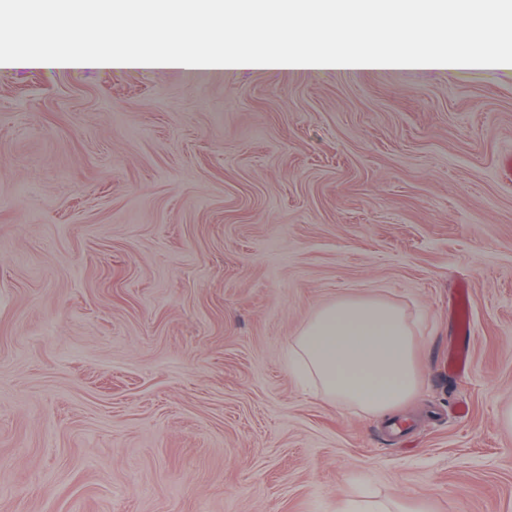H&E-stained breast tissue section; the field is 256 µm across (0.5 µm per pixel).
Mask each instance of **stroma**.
I'll use <instances>...</instances> for the list:
<instances>
[{
    "label": "stroma",
    "mask_w": 512,
    "mask_h": 512,
    "mask_svg": "<svg viewBox=\"0 0 512 512\" xmlns=\"http://www.w3.org/2000/svg\"><path fill=\"white\" fill-rule=\"evenodd\" d=\"M509 158L512 66L0 68V512H512ZM343 296L402 433L288 369ZM292 367L326 398L384 414L416 390L411 322L398 306L344 296L317 308L289 343Z\"/></svg>",
    "instance_id": "1"
}]
</instances>
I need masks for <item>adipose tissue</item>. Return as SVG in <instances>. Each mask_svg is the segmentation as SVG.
I'll use <instances>...</instances> for the list:
<instances>
[{
	"instance_id": "ef3b65f1",
	"label": "adipose tissue",
	"mask_w": 512,
	"mask_h": 512,
	"mask_svg": "<svg viewBox=\"0 0 512 512\" xmlns=\"http://www.w3.org/2000/svg\"><path fill=\"white\" fill-rule=\"evenodd\" d=\"M292 367L326 398L384 414L415 391L411 322L398 306L344 296L317 308L289 344Z\"/></svg>"
}]
</instances>
